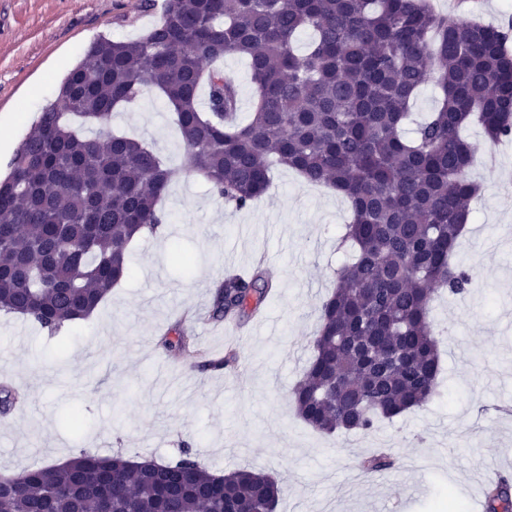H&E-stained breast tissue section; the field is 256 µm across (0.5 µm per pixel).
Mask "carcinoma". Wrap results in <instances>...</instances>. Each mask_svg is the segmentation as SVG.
<instances>
[{
  "label": "carcinoma",
  "mask_w": 512,
  "mask_h": 512,
  "mask_svg": "<svg viewBox=\"0 0 512 512\" xmlns=\"http://www.w3.org/2000/svg\"><path fill=\"white\" fill-rule=\"evenodd\" d=\"M303 33L312 40L299 54ZM511 42L430 0H164L143 36L90 45L0 180V311L59 334L128 278L129 244L167 223L161 200L174 170L147 143L112 132V112L138 106L154 87L173 108L187 168L225 203L251 207L277 165L351 203L345 238L354 252L321 305L313 354L291 389L296 414L332 435L426 407L440 395L432 294L473 286L450 263L481 193L461 129L477 121L490 145L512 137ZM228 54L250 62L245 121L221 65ZM429 77L438 106L407 138L402 125ZM272 288L260 267L227 274L209 317L245 322ZM159 345L175 359L193 355L181 323ZM237 362L231 350L198 368ZM18 399L1 385L0 415ZM394 464L377 450L358 467L367 475ZM172 468L176 482L152 461L83 450L62 465L0 474V512H276L279 486L269 475L218 476L189 448ZM484 509L512 512L509 480L486 490Z\"/></svg>",
  "instance_id": "cac0c4a2"
}]
</instances>
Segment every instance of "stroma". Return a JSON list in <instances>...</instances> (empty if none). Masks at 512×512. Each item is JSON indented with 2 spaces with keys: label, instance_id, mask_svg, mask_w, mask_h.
<instances>
[{
  "label": "stroma",
  "instance_id": "obj_1",
  "mask_svg": "<svg viewBox=\"0 0 512 512\" xmlns=\"http://www.w3.org/2000/svg\"><path fill=\"white\" fill-rule=\"evenodd\" d=\"M141 0H0V135L21 143L67 73L100 37L133 40L158 17ZM159 92L112 114L115 131L142 139L179 169L164 200L163 234L144 233L130 251L131 274L94 314L49 336L0 313V383L23 394L0 415V470L48 466L88 450L163 463L191 446L209 471L248 468L281 480L277 512H475L487 478H512V141L496 166L476 163L482 193L453 261L477 278L463 297H438L432 327L443 367L442 396L369 433L327 436L299 419L289 395L311 355L319 309L344 259L350 204L325 186L274 171L250 208L214 197L183 169L184 147ZM193 258L170 261L172 246ZM264 262L276 288L266 325L231 335L193 324L200 350L235 346L239 367L200 371L177 363L156 338L186 311L204 312L226 269ZM80 428L65 420L72 409ZM397 465L371 478L357 462L378 444Z\"/></svg>",
  "mask_w": 512,
  "mask_h": 512
}]
</instances>
